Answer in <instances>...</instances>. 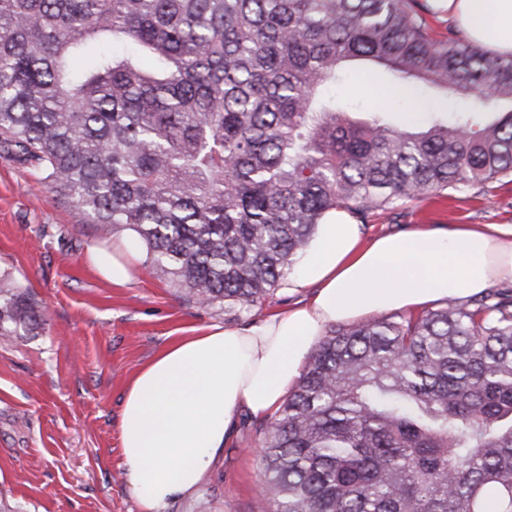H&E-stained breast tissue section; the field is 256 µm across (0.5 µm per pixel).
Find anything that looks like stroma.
I'll use <instances>...</instances> for the list:
<instances>
[{"label": "stroma", "instance_id": "35a3bbf8", "mask_svg": "<svg viewBox=\"0 0 512 512\" xmlns=\"http://www.w3.org/2000/svg\"><path fill=\"white\" fill-rule=\"evenodd\" d=\"M414 224H511L512 183L448 189L375 213L363 237ZM92 224L0 158V270L41 304L38 335L0 344V512H140L122 472L120 415L136 374L176 339L224 324L222 306L190 302L140 262L132 281L100 277ZM260 421L242 413L199 491L166 512H252L263 493Z\"/></svg>", "mask_w": 512, "mask_h": 512}]
</instances>
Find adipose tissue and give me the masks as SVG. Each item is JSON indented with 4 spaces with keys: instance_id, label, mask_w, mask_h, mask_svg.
Listing matches in <instances>:
<instances>
[{
    "instance_id": "1",
    "label": "adipose tissue",
    "mask_w": 512,
    "mask_h": 512,
    "mask_svg": "<svg viewBox=\"0 0 512 512\" xmlns=\"http://www.w3.org/2000/svg\"><path fill=\"white\" fill-rule=\"evenodd\" d=\"M475 46L512 56V0H430ZM140 259L132 237L95 246L89 265L128 283ZM288 292L302 305L246 326L211 325L170 344L135 376L121 409L122 464L143 512L193 496L236 417H272L299 380L308 352L333 323L388 311L418 312L512 283V225L415 227L362 240L342 209L320 225Z\"/></svg>"
}]
</instances>
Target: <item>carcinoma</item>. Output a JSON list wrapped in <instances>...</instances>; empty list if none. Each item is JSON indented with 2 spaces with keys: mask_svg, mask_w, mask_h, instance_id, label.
Masks as SVG:
<instances>
[{
  "mask_svg": "<svg viewBox=\"0 0 512 512\" xmlns=\"http://www.w3.org/2000/svg\"><path fill=\"white\" fill-rule=\"evenodd\" d=\"M356 61L466 107L350 117ZM512 57L422 0H0V156L239 320L327 214L512 176ZM42 307L0 273V341ZM255 512H512V290L332 325L262 425Z\"/></svg>",
  "mask_w": 512,
  "mask_h": 512,
  "instance_id": "1",
  "label": "carcinoma"
}]
</instances>
